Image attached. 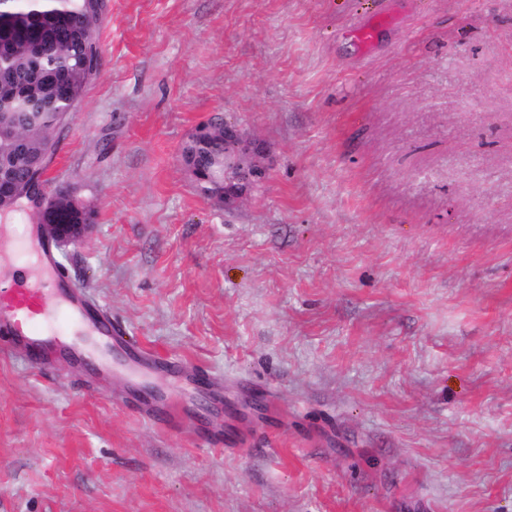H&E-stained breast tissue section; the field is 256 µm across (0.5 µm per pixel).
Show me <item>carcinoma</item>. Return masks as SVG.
Returning <instances> with one entry per match:
<instances>
[{
	"mask_svg": "<svg viewBox=\"0 0 512 512\" xmlns=\"http://www.w3.org/2000/svg\"><path fill=\"white\" fill-rule=\"evenodd\" d=\"M105 9L106 0H0V32L7 46L0 55V115L11 121L30 113L19 132L20 147L0 142V157H9L20 175L50 159L53 131L92 79ZM51 196L57 199L52 220L70 223L68 189L57 187Z\"/></svg>",
	"mask_w": 512,
	"mask_h": 512,
	"instance_id": "cac0c4a2",
	"label": "carcinoma"
}]
</instances>
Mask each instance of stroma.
Masks as SVG:
<instances>
[{
  "mask_svg": "<svg viewBox=\"0 0 512 512\" xmlns=\"http://www.w3.org/2000/svg\"><path fill=\"white\" fill-rule=\"evenodd\" d=\"M98 38L56 258L226 404L0 348V512H512V0H107ZM217 113L266 169L231 207L180 158ZM178 393L179 392L171 389L168 384H164L154 398L156 409H151L150 411L155 415L160 409V415L164 418L174 416L179 410L185 413L187 410L186 406H181L177 402Z\"/></svg>",
  "mask_w": 512,
  "mask_h": 512,
  "instance_id": "1",
  "label": "stroma"
}]
</instances>
